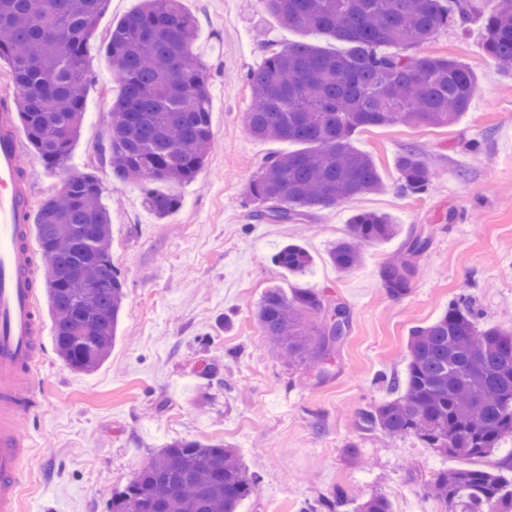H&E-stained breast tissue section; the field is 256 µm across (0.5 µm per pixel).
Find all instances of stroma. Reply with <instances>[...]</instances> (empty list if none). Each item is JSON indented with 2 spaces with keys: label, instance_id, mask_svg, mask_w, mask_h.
<instances>
[{
  "label": "stroma",
  "instance_id": "stroma-1",
  "mask_svg": "<svg viewBox=\"0 0 512 512\" xmlns=\"http://www.w3.org/2000/svg\"><path fill=\"white\" fill-rule=\"evenodd\" d=\"M139 5L109 0L97 20L81 132L65 169L27 154L38 202L58 192L66 174L95 170L125 298L110 355L90 372L60 358L49 308H40L42 401L39 416L21 427L33 445L21 512H109L113 491L174 439L221 442L239 453L260 478L259 494L239 512H304L338 494L345 512L374 494L395 512H442L431 481L472 459L440 455L414 437L390 439L363 417L393 397L411 331L435 321L449 300L468 297L480 326L512 329V74L489 61L481 18L439 28L415 49L473 72V102L457 123L358 133L354 145L372 157L382 190L297 224H274L259 217L249 188L264 161L292 145L249 133L244 75L267 48L304 40L331 49L334 41L281 26L264 0H183L210 69L214 146L190 182L173 186L181 204L161 219L144 206L140 184L114 183L108 167L94 164L120 93L102 46ZM408 150L432 175L425 193L398 189L395 161ZM363 211L389 216L399 233L367 246L354 270L337 271L328 251ZM418 235L429 244L413 259L410 289L392 296L382 271ZM290 243L312 255L306 275L274 262ZM271 287L315 288L328 307L346 309L349 328L325 377L290 367L270 349L255 311Z\"/></svg>",
  "mask_w": 512,
  "mask_h": 512
}]
</instances>
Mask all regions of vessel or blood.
I'll return each mask as SVG.
<instances>
[{"label": "vessel or blood", "mask_w": 512, "mask_h": 512, "mask_svg": "<svg viewBox=\"0 0 512 512\" xmlns=\"http://www.w3.org/2000/svg\"><path fill=\"white\" fill-rule=\"evenodd\" d=\"M24 136L13 113H0V512H18L28 445L16 422L36 416V391L20 393L19 377L34 376L41 320L29 261L32 201L19 173Z\"/></svg>", "instance_id": "b4317fda"}]
</instances>
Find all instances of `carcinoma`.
<instances>
[{
	"mask_svg": "<svg viewBox=\"0 0 512 512\" xmlns=\"http://www.w3.org/2000/svg\"><path fill=\"white\" fill-rule=\"evenodd\" d=\"M108 0H0V59L11 67L17 95L9 103L29 144L49 169L63 167L77 140L87 91L88 42ZM282 25L314 30L346 45L329 51L294 41L266 52L246 74L253 105L251 134L299 148L270 156L250 187L264 205L259 217L295 223L308 210L372 193L382 180L355 134L395 123L441 127L457 123L471 104L473 73L439 56L389 52L427 40L438 28L466 23L474 0H265ZM196 19L181 0H142L112 26L105 51L121 92L109 109L97 163L120 183H143L145 202L160 219L178 199L155 188L182 183L202 168L213 143L210 72L195 52ZM482 42L491 63L512 73V0L484 17ZM402 189L421 193L427 167L413 151L396 159ZM90 173L69 176L60 193L37 208L35 227L45 258L43 283L60 357L88 372L111 352L124 288L112 266L110 213ZM384 214L355 215L329 257L339 271L362 260V247L396 236ZM275 261L294 274L311 258L287 245ZM413 265L402 259L383 271L393 294L408 291ZM323 292L265 290L256 318L271 349L288 365H323L335 344L334 319ZM408 370L396 396L365 416L392 438L414 436L448 456L488 457L512 437V330L481 328L463 296L431 324L412 330ZM259 478L220 442L173 440L123 489L110 512H238ZM444 512H512V456L495 466L446 469L431 484ZM355 512H392L372 495Z\"/></svg>",
	"mask_w": 512,
	"mask_h": 512,
	"instance_id": "cac0c4a2",
	"label": "carcinoma"
}]
</instances>
